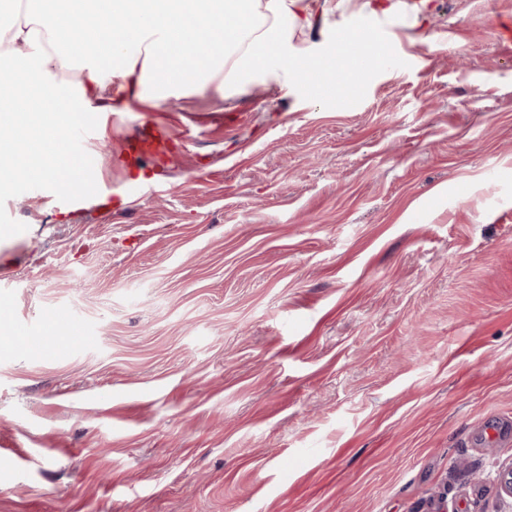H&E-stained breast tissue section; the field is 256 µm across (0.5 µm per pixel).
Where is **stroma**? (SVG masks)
Returning <instances> with one entry per match:
<instances>
[{
    "label": "stroma",
    "instance_id": "stroma-1",
    "mask_svg": "<svg viewBox=\"0 0 512 512\" xmlns=\"http://www.w3.org/2000/svg\"><path fill=\"white\" fill-rule=\"evenodd\" d=\"M405 2L346 93L91 112L88 208L0 191L10 328L95 339L0 349V512H512V0Z\"/></svg>",
    "mask_w": 512,
    "mask_h": 512
}]
</instances>
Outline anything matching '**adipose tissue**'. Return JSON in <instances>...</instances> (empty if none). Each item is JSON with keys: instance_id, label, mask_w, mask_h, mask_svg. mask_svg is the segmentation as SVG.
<instances>
[{"instance_id": "obj_1", "label": "adipose tissue", "mask_w": 512, "mask_h": 512, "mask_svg": "<svg viewBox=\"0 0 512 512\" xmlns=\"http://www.w3.org/2000/svg\"><path fill=\"white\" fill-rule=\"evenodd\" d=\"M346 0H0V151L41 159L63 133L103 102L131 98L156 105L180 94L231 99L260 80L286 91L320 74L322 56L299 39L328 23ZM235 25L222 48L192 44L183 22L215 14ZM86 47L79 94L59 76L72 66L71 45ZM196 48L187 67L178 51Z\"/></svg>"}]
</instances>
